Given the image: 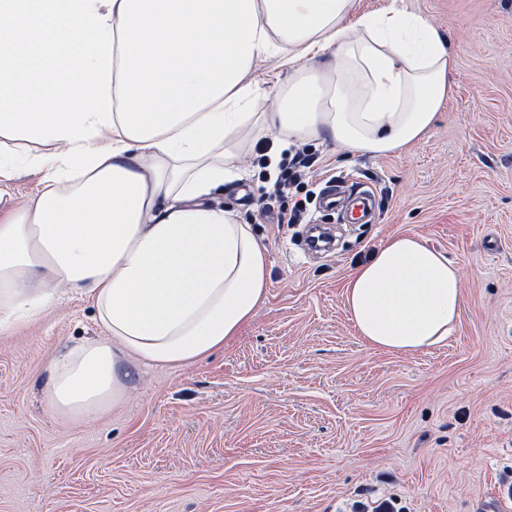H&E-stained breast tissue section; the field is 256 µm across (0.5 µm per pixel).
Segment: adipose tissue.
<instances>
[{"label": "adipose tissue", "instance_id": "ef3b65f1", "mask_svg": "<svg viewBox=\"0 0 512 512\" xmlns=\"http://www.w3.org/2000/svg\"><path fill=\"white\" fill-rule=\"evenodd\" d=\"M0 0V334L88 299L101 330L55 353L57 418L121 406L128 363L186 366L223 349L265 301L267 247L212 200L239 149L326 138L356 155L405 149L433 126L455 60L403 0ZM294 76L267 110L249 74ZM41 187L15 203L20 168ZM459 268L414 233L351 273L345 305L372 347L447 344Z\"/></svg>", "mask_w": 512, "mask_h": 512}]
</instances>
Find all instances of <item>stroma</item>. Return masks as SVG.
Wrapping results in <instances>:
<instances>
[{
	"mask_svg": "<svg viewBox=\"0 0 512 512\" xmlns=\"http://www.w3.org/2000/svg\"><path fill=\"white\" fill-rule=\"evenodd\" d=\"M448 38L452 93L400 152L329 142L274 195L262 153L219 202L269 250L267 298L194 364L131 369L122 406L55 418L42 389L57 347L99 333L87 300L0 334V512H487L512 487V0H406ZM372 190L371 223L319 209L327 182ZM306 200L302 223L277 211ZM336 229L308 254L303 227ZM415 232L459 264L463 308L445 346L394 354L348 316L354 268Z\"/></svg>",
	"mask_w": 512,
	"mask_h": 512,
	"instance_id": "1",
	"label": "stroma"
}]
</instances>
